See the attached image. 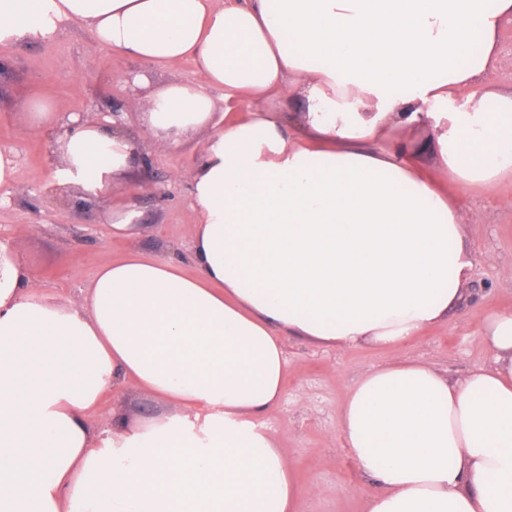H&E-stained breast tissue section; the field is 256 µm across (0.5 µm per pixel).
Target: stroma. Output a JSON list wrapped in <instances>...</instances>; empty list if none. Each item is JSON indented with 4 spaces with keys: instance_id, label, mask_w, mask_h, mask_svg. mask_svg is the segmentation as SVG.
<instances>
[{
    "instance_id": "stroma-1",
    "label": "stroma",
    "mask_w": 512,
    "mask_h": 512,
    "mask_svg": "<svg viewBox=\"0 0 512 512\" xmlns=\"http://www.w3.org/2000/svg\"><path fill=\"white\" fill-rule=\"evenodd\" d=\"M133 73L155 83L169 78L193 84L192 62L173 72L129 59L102 47L78 23L64 24L49 40L0 44V150L16 160L13 183L0 205V243L15 246L32 269L41 297L77 295L106 261L128 253L188 255L194 235L189 174L196 143L150 145V168L134 165L128 178L84 200L79 186L64 182L59 155L47 134L21 123L17 112L27 98L52 102L60 120L78 116L99 121L113 104H125L124 82ZM467 204L472 218L462 227L475 265L464 297L447 319L431 326L402 350L361 345L317 346L287 337L288 366L278 405L264 415L266 432L294 470L301 512H364L371 481L361 475L339 432V416L354 383L367 371L403 357L430 364L452 377L490 366L492 356L478 332L487 311L512 308V182L497 196L475 192ZM133 212V231L114 237L112 216ZM153 397L127 383L103 396L89 412L91 423L115 417L141 421L163 413Z\"/></svg>"
}]
</instances>
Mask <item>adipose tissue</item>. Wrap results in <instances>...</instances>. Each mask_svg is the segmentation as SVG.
Returning <instances> with one entry per match:
<instances>
[{
	"label": "adipose tissue",
	"mask_w": 512,
	"mask_h": 512,
	"mask_svg": "<svg viewBox=\"0 0 512 512\" xmlns=\"http://www.w3.org/2000/svg\"><path fill=\"white\" fill-rule=\"evenodd\" d=\"M68 22L193 61L200 83L159 84L142 132L211 131L189 180L198 273L132 252L58 300L0 263V512H300L260 422L284 340L399 349L459 303L464 199L512 174V88L492 79L512 0H0V43ZM215 89L244 106L221 126ZM277 92L301 111L268 109ZM24 111L62 126L61 172L88 193L128 169L122 131ZM479 340L493 363L464 378L400 359L352 386L339 428L377 485L366 512H512V310ZM126 381L174 414L90 424Z\"/></svg>",
	"instance_id": "1"
}]
</instances>
